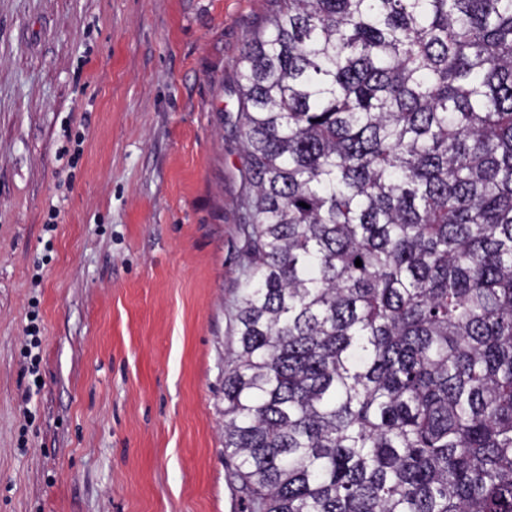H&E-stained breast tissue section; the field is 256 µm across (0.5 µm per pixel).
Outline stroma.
<instances>
[{"instance_id": "obj_1", "label": "stroma", "mask_w": 512, "mask_h": 512, "mask_svg": "<svg viewBox=\"0 0 512 512\" xmlns=\"http://www.w3.org/2000/svg\"><path fill=\"white\" fill-rule=\"evenodd\" d=\"M267 8L0 0V512H250L226 120Z\"/></svg>"}]
</instances>
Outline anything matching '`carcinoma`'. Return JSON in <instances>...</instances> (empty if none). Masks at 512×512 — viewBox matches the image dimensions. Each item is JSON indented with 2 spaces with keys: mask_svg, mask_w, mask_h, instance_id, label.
<instances>
[{
  "mask_svg": "<svg viewBox=\"0 0 512 512\" xmlns=\"http://www.w3.org/2000/svg\"><path fill=\"white\" fill-rule=\"evenodd\" d=\"M269 2L233 474L252 512H512V0Z\"/></svg>",
  "mask_w": 512,
  "mask_h": 512,
  "instance_id": "cac0c4a2",
  "label": "carcinoma"
}]
</instances>
